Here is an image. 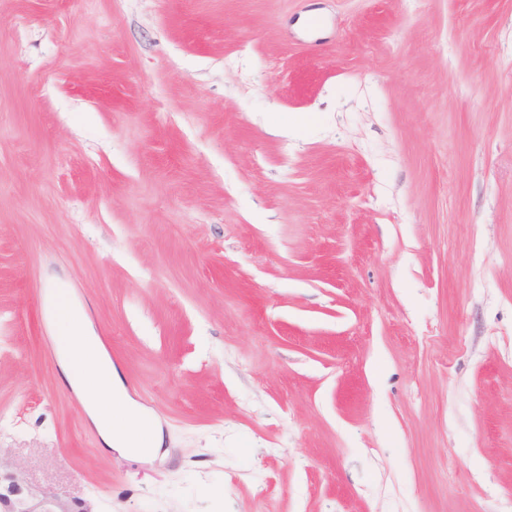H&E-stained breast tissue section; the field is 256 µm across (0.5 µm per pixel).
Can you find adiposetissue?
<instances>
[{
	"instance_id": "obj_1",
	"label": "adipose tissue",
	"mask_w": 512,
	"mask_h": 512,
	"mask_svg": "<svg viewBox=\"0 0 512 512\" xmlns=\"http://www.w3.org/2000/svg\"><path fill=\"white\" fill-rule=\"evenodd\" d=\"M45 308L63 377L78 395L103 444L125 455H153L163 443L162 428L130 396L83 307L50 290L45 294Z\"/></svg>"
}]
</instances>
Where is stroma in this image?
Wrapping results in <instances>:
<instances>
[{
	"instance_id": "35a3bbf8",
	"label": "stroma",
	"mask_w": 512,
	"mask_h": 512,
	"mask_svg": "<svg viewBox=\"0 0 512 512\" xmlns=\"http://www.w3.org/2000/svg\"><path fill=\"white\" fill-rule=\"evenodd\" d=\"M0 448L96 512H512V0H0ZM45 308L63 377L78 395L103 444L124 455H153L163 444L160 423L130 396L83 307L50 290L45 294Z\"/></svg>"
}]
</instances>
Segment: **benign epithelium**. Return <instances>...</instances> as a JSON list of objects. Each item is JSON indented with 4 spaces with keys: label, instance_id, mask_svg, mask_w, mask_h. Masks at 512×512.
Returning <instances> with one entry per match:
<instances>
[{
    "label": "benign epithelium",
    "instance_id": "1",
    "mask_svg": "<svg viewBox=\"0 0 512 512\" xmlns=\"http://www.w3.org/2000/svg\"><path fill=\"white\" fill-rule=\"evenodd\" d=\"M11 467L5 474L8 485L0 488V512H93L85 501L62 499L37 486L23 483L19 467L0 456V468Z\"/></svg>",
    "mask_w": 512,
    "mask_h": 512
}]
</instances>
